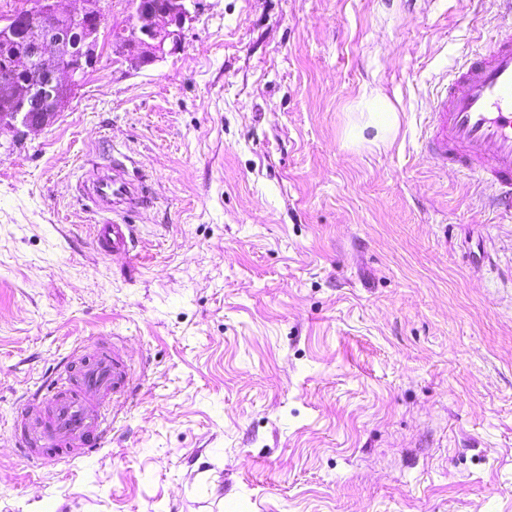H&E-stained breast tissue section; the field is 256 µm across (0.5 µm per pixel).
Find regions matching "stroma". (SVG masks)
<instances>
[{"mask_svg":"<svg viewBox=\"0 0 512 512\" xmlns=\"http://www.w3.org/2000/svg\"><path fill=\"white\" fill-rule=\"evenodd\" d=\"M107 3L65 109L0 135V512H512V219L422 150L497 0H199L142 68ZM124 155L127 259L80 191ZM98 338L133 393L37 465L7 428ZM94 245L105 256L130 255L134 248L132 224L118 222L113 218H102L95 225Z\"/></svg>","mask_w":512,"mask_h":512,"instance_id":"obj_1","label":"stroma"}]
</instances>
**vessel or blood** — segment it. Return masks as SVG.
Returning a JSON list of instances; mask_svg holds the SVG:
<instances>
[{"label":"vessel or blood","mask_w":512,"mask_h":512,"mask_svg":"<svg viewBox=\"0 0 512 512\" xmlns=\"http://www.w3.org/2000/svg\"><path fill=\"white\" fill-rule=\"evenodd\" d=\"M424 147L440 167L490 189L496 208L512 216V11L500 15L494 36L455 67L452 81L433 99ZM82 191L102 215L95 225L97 251L130 254L134 233L123 218L147 203L143 182L119 163L89 172ZM132 389L120 351L96 342L80 346L31 396L11 434L41 463L83 456L105 446L106 410Z\"/></svg>","instance_id":"b4317fda"}]
</instances>
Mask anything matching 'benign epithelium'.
<instances>
[{
  "label": "benign epithelium",
  "mask_w": 512,
  "mask_h": 512,
  "mask_svg": "<svg viewBox=\"0 0 512 512\" xmlns=\"http://www.w3.org/2000/svg\"><path fill=\"white\" fill-rule=\"evenodd\" d=\"M81 2L86 7L69 14L60 9V0H24L4 18L3 30L25 42L26 52L0 62V72L11 77L7 86L14 104L12 109L0 110V134L17 131L19 124L31 132L47 126L64 109L68 91L84 81L95 65L103 8L101 0ZM196 2L128 0L139 24L120 27V36L112 39L113 63L144 67L163 58L167 50H176ZM63 19L74 20L82 31L75 46L48 37Z\"/></svg>",
  "instance_id": "benign-epithelium-1"
}]
</instances>
